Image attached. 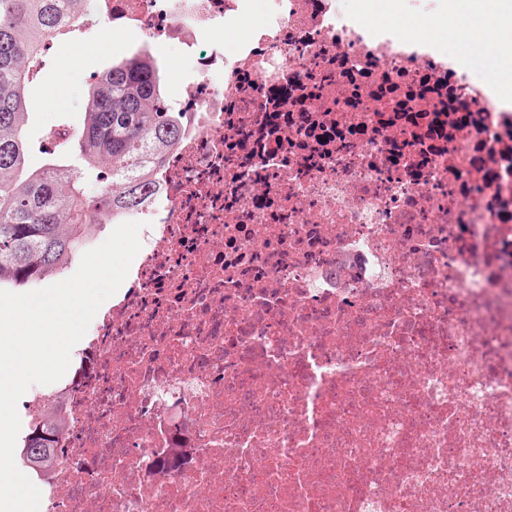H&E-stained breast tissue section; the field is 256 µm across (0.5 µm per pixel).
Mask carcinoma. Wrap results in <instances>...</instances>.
<instances>
[{"mask_svg": "<svg viewBox=\"0 0 512 512\" xmlns=\"http://www.w3.org/2000/svg\"><path fill=\"white\" fill-rule=\"evenodd\" d=\"M91 20L88 0H0V286L59 279L90 227L115 211L139 209L155 191L151 172L176 144L179 124L163 108L158 63L135 54L100 74L78 134L79 163L66 155L40 169L26 164V90L38 75L43 42ZM108 179L87 198L79 181ZM44 423L25 444L40 468L54 459Z\"/></svg>", "mask_w": 512, "mask_h": 512, "instance_id": "cac0c4a2", "label": "carcinoma"}]
</instances>
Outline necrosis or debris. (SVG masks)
Returning <instances> with one entry per match:
<instances>
[{
    "label": "necrosis or debris",
    "mask_w": 512,
    "mask_h": 512,
    "mask_svg": "<svg viewBox=\"0 0 512 512\" xmlns=\"http://www.w3.org/2000/svg\"><path fill=\"white\" fill-rule=\"evenodd\" d=\"M93 0L195 78L44 512H512V103L344 0ZM150 46L154 56L163 65L170 77L166 90L170 86L177 84V81L182 75L184 77L195 76V72L192 70L190 63L183 56L179 46L174 42L168 40H154L151 41Z\"/></svg>",
    "instance_id": "4bbe7bcc"
}]
</instances>
